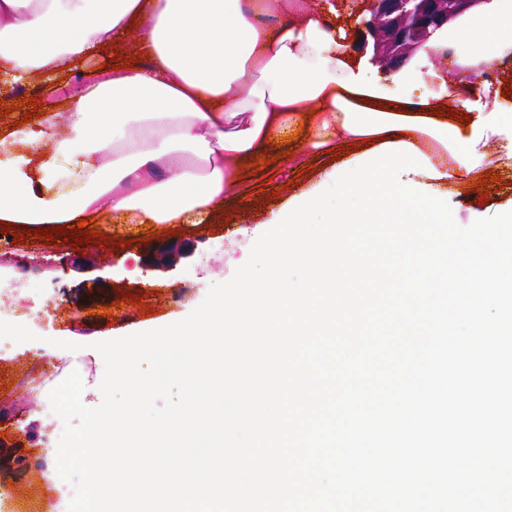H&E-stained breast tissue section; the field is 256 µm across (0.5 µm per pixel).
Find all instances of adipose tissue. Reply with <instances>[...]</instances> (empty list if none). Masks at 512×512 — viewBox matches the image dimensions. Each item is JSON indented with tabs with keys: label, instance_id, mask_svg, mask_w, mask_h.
<instances>
[{
	"label": "adipose tissue",
	"instance_id": "1",
	"mask_svg": "<svg viewBox=\"0 0 512 512\" xmlns=\"http://www.w3.org/2000/svg\"><path fill=\"white\" fill-rule=\"evenodd\" d=\"M335 11L332 0H0L2 75L77 67L132 32L150 60L100 72L65 131L44 116L26 140L0 132V223L199 224L292 133L301 147L407 142L438 172L417 182L467 187L496 113L463 130L438 103L388 95L328 29ZM449 37L492 59L512 12L490 9Z\"/></svg>",
	"mask_w": 512,
	"mask_h": 512
}]
</instances>
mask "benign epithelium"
<instances>
[{
    "label": "benign epithelium",
    "mask_w": 512,
    "mask_h": 512,
    "mask_svg": "<svg viewBox=\"0 0 512 512\" xmlns=\"http://www.w3.org/2000/svg\"><path fill=\"white\" fill-rule=\"evenodd\" d=\"M490 0H373L371 15L357 23L356 46L362 55L385 74H394L421 50L429 49L439 33L485 7ZM194 244L155 246L143 256V264L164 269L171 254L191 251ZM43 454L15 458V468L25 476L37 477L47 469Z\"/></svg>",
    "instance_id": "benign-epithelium-1"
}]
</instances>
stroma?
<instances>
[{"label": "stroma", "mask_w": 512, "mask_h": 512, "mask_svg": "<svg viewBox=\"0 0 512 512\" xmlns=\"http://www.w3.org/2000/svg\"><path fill=\"white\" fill-rule=\"evenodd\" d=\"M147 66L145 57L136 52L135 40H128L121 52L104 50L82 67L62 66L57 78L35 76L18 82L1 81L0 94L8 100L27 95L42 107H55L58 127H66L67 99L93 82L102 63L115 55ZM437 62L432 53L419 52L399 72L381 75L374 65L365 70L372 79L389 90L416 100L421 96L426 74ZM282 158L274 166L246 177L237 187L238 201L214 214L204 224L97 225L98 233L112 237V244H89L73 250L71 245H51L30 238L22 250H0V280L17 288L35 289L44 298L48 313L42 340L25 343L24 353L0 355V408L22 412L32 437L31 447L42 445L44 414L50 408L47 391L33 390L30 381L48 370L54 358L68 359L69 371L88 380L103 378L105 363L84 346L95 340L121 338L174 323L188 316L205 298L212 284L229 280L241 258L249 256L258 233L267 231L272 211L317 185L345 158L339 151L294 148L282 144ZM448 203L458 225L488 218L512 208V193L491 191L486 202L477 193L448 187ZM194 240L196 249L187 258L170 257L167 270L134 267L126 252L141 255L160 241ZM73 254L75 262L68 272L50 274L40 265L48 256ZM144 298V307L129 304L132 295ZM80 344L71 352L54 347V340Z\"/></svg>", "instance_id": "stroma-1"}]
</instances>
